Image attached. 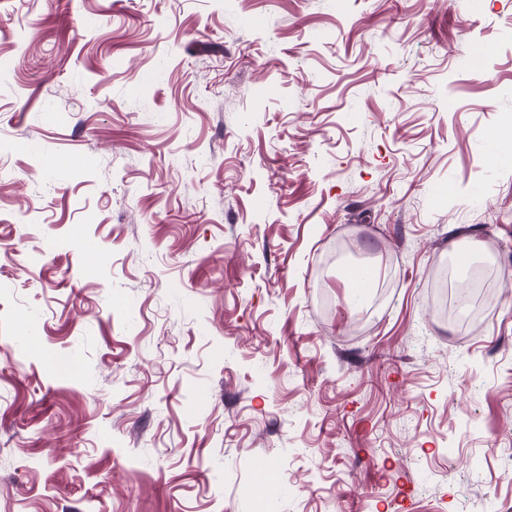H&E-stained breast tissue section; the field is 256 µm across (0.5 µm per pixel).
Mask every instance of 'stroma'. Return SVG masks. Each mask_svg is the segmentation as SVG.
Returning <instances> with one entry per match:
<instances>
[{"mask_svg": "<svg viewBox=\"0 0 512 512\" xmlns=\"http://www.w3.org/2000/svg\"><path fill=\"white\" fill-rule=\"evenodd\" d=\"M258 498L512 512V0H0V512ZM492 278V273L478 270L473 274L469 287L460 284L451 300L452 313L462 310L469 311L471 315H476V317L480 316V302L490 289L488 287Z\"/></svg>", "mask_w": 512, "mask_h": 512, "instance_id": "obj_1", "label": "stroma"}]
</instances>
